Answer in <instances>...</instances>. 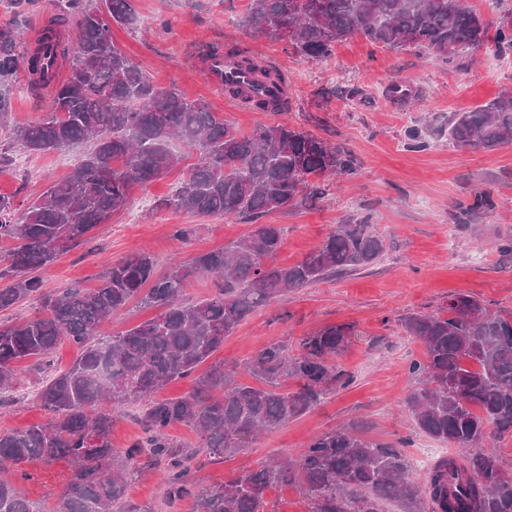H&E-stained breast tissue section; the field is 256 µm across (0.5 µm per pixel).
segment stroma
<instances>
[{"instance_id":"obj_1","label":"stroma","mask_w":512,"mask_h":512,"mask_svg":"<svg viewBox=\"0 0 512 512\" xmlns=\"http://www.w3.org/2000/svg\"><path fill=\"white\" fill-rule=\"evenodd\" d=\"M133 5L143 20L141 28L132 32L113 26L112 41L129 58L144 63L158 87L207 101L240 132L285 122L353 155V174L328 178L314 204L267 216V223L284 229L278 263L301 261L336 225L366 215L385 244L369 269L288 292L253 311L225 339L216 359L236 367L240 380L248 383V360L269 343L284 341L293 349L300 338L324 326L353 325L355 336L332 360L352 382L327 394L310 413L242 447L216 456L199 454L194 465L200 476L209 484L227 481L270 459L298 456L314 437L349 425L367 437L403 442L415 463L414 474L425 477L427 470L417 466V458L427 451L443 456L449 449L420 433L406 411L405 400L416 386L408 367L422 358L424 349L404 332L402 319L442 313L456 292L475 297L490 312L512 316V254L498 248L502 236L512 235V143L460 149L437 130L449 113L473 110L512 90V53L485 51L464 63L445 65L422 53H398L352 37L335 45L325 61L307 63L287 43L252 37L247 26L250 0H133ZM58 7L59 0H34L21 11L14 0H0V25L20 30L30 47L38 27L55 18ZM232 46L278 62L287 77L288 111L245 108L205 79L203 53ZM394 82L412 84L415 97L402 104L387 98L385 90ZM338 85L358 88L360 98L331 95ZM9 93L11 110L0 119V149H10L13 162L0 170V194L24 205L67 176L82 149L47 154L11 149L13 127L37 121L52 91L32 94L29 75L21 70ZM412 127L421 130L426 149L406 147L405 134ZM182 177V169L176 168L135 185L110 223L99 225L89 241L43 271L47 288L96 287L113 263L140 248L152 254L163 274L175 262L250 232V225L235 220L158 209V201ZM481 189L493 196L494 209L460 214V207L471 204ZM179 224L193 226L188 239L175 236ZM41 378L32 363L20 366L14 401L0 407V430H21L46 420L37 397ZM71 475L67 460L35 463L16 476L15 486L33 512H53ZM127 497L153 512H195L190 498L169 508L162 473L156 469H142Z\"/></svg>"}]
</instances>
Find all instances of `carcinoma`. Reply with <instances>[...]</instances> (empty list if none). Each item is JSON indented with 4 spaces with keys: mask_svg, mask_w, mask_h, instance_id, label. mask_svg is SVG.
Instances as JSON below:
<instances>
[{
    "mask_svg": "<svg viewBox=\"0 0 512 512\" xmlns=\"http://www.w3.org/2000/svg\"><path fill=\"white\" fill-rule=\"evenodd\" d=\"M61 11L31 53L13 27L0 25V114L10 109L8 86L18 69L28 70L34 93L53 86L46 115L14 128L12 145L32 153L87 146L71 175L25 208L0 195V238L14 242L9 264L0 267V280H11L0 289V312L31 296L40 301L34 316L0 323V395L12 387L17 364L34 359L46 372L38 397L49 415L43 424L0 431V470L69 460L72 479L55 512H151L126 503L127 476L142 468L144 453L146 463L164 470L170 507L191 497L195 512H265L267 491L284 483L300 487L310 512H381L387 501L401 512H512V473L482 448L490 436L512 435V317L492 314L460 292L448 296L444 314L402 320L407 335L426 349L424 360L409 365L417 387L407 412L421 432L462 451L435 461L425 483L413 478L400 448L350 426L315 437L293 462L271 461L221 484L200 483L192 471L197 454L215 455L279 429L314 408L331 387L351 383L330 358L346 348L354 328L324 326L302 337L291 356L286 342L268 345L247 364L254 384L235 380L222 361L201 374L200 366L251 312L290 290L371 266L383 240L364 216L337 225L301 261L276 264L283 228L260 220L318 199L319 181L352 174L353 157L286 123L241 134L206 101L158 89L111 40L112 25H141L131 0H65ZM71 16L78 18L77 49L67 78L58 81L57 26ZM285 23L293 29L288 45L307 62L326 60L337 43L355 36L445 63L472 58L490 42L497 53L512 52V14L501 18L491 38L482 15L459 0H251L253 37L281 42ZM221 54L237 59L240 74L274 77L267 60L236 47L214 48L207 56ZM257 105L282 111L288 98L275 89ZM175 141L199 159L160 205L224 216L254 230L167 275L156 273L150 254L137 251L112 264L93 289L46 290L40 271L109 223L134 185L181 160ZM448 141L471 150L511 143L512 91L476 110L450 113ZM227 162L236 171L225 173ZM202 273L219 277V288L211 298L186 300V286ZM133 301L162 311L116 335L96 336L103 320ZM63 339L80 355L55 370L49 357ZM181 378L193 380L190 393L157 397ZM290 378L299 382L293 391L283 385ZM129 401L142 403V435L119 460L110 441L112 420ZM175 426L195 433L200 446L187 451L176 445L169 434ZM0 512H33L2 477Z\"/></svg>",
    "mask_w": 512,
    "mask_h": 512,
    "instance_id": "1",
    "label": "carcinoma"
}]
</instances>
